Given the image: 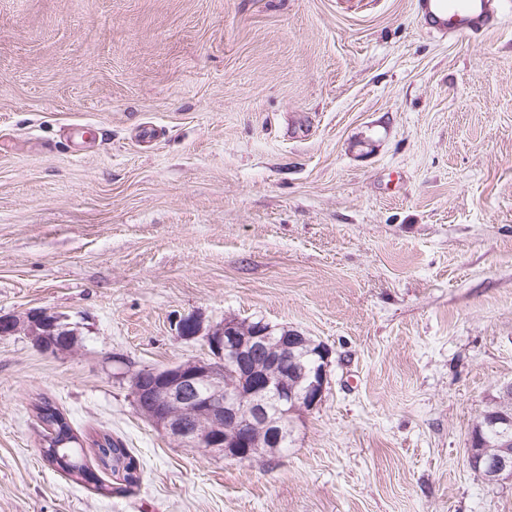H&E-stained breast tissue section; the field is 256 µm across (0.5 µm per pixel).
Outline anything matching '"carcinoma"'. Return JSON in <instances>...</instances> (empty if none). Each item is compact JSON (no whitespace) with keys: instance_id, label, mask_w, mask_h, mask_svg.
<instances>
[{"instance_id":"obj_1","label":"carcinoma","mask_w":512,"mask_h":512,"mask_svg":"<svg viewBox=\"0 0 512 512\" xmlns=\"http://www.w3.org/2000/svg\"><path fill=\"white\" fill-rule=\"evenodd\" d=\"M34 411L43 429V437L48 441L43 450L45 460L77 483L96 489L102 488L97 471L85 462L83 444L64 413L47 398L40 399L35 404ZM472 432L483 451L488 452L498 446V441L488 430L485 420H480ZM92 444L97 448L100 465L112 474L122 477L125 488L139 484L140 465L121 440L103 433L97 435Z\"/></svg>"}]
</instances>
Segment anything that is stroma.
Masks as SVG:
<instances>
[{
    "mask_svg": "<svg viewBox=\"0 0 512 512\" xmlns=\"http://www.w3.org/2000/svg\"><path fill=\"white\" fill-rule=\"evenodd\" d=\"M473 38L413 0H0V512H512L467 463L512 385V0ZM265 320L332 352L288 451L184 447L134 404L206 357L180 319ZM52 399L142 470L50 466ZM19 332L27 335L38 351L54 356L72 352L78 338L77 329L67 322L66 317L50 314L43 309H33L22 319L0 318L1 336ZM58 336H65L66 341H59Z\"/></svg>",
    "mask_w": 512,
    "mask_h": 512,
    "instance_id": "obj_1",
    "label": "stroma"
}]
</instances>
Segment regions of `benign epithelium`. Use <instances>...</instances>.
<instances>
[{
	"label": "benign epithelium",
	"instance_id": "1",
	"mask_svg": "<svg viewBox=\"0 0 512 512\" xmlns=\"http://www.w3.org/2000/svg\"><path fill=\"white\" fill-rule=\"evenodd\" d=\"M22 332L40 352H72L77 329L66 317L33 309L23 318L1 317L0 335ZM184 340H202L208 357L156 368L131 379L139 413L160 432L190 448H202L234 460H249L261 447L277 448L292 433V415L312 410L323 400L331 351L302 333L261 321L236 320L204 328L195 317L178 323ZM277 342L262 374L251 366V354ZM313 350L315 361L295 369L293 350ZM491 481L512 480V438L492 455L475 457Z\"/></svg>",
	"mask_w": 512,
	"mask_h": 512
}]
</instances>
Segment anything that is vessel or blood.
<instances>
[{
	"label": "vessel or blood",
	"mask_w": 512,
	"mask_h": 512,
	"mask_svg": "<svg viewBox=\"0 0 512 512\" xmlns=\"http://www.w3.org/2000/svg\"><path fill=\"white\" fill-rule=\"evenodd\" d=\"M415 11L422 27L433 33L478 37L498 23L492 0H416Z\"/></svg>",
	"instance_id": "obj_1"
}]
</instances>
